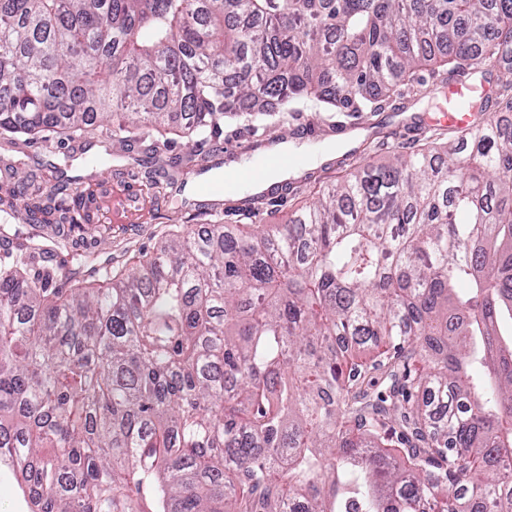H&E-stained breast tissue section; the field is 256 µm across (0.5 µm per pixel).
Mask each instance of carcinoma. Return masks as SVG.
<instances>
[{"label":"carcinoma","mask_w":512,"mask_h":512,"mask_svg":"<svg viewBox=\"0 0 512 512\" xmlns=\"http://www.w3.org/2000/svg\"><path fill=\"white\" fill-rule=\"evenodd\" d=\"M494 69L512 112V0H0V136L30 144ZM50 197L0 224V469L33 512H512V122L71 286L83 196Z\"/></svg>","instance_id":"carcinoma-1"}]
</instances>
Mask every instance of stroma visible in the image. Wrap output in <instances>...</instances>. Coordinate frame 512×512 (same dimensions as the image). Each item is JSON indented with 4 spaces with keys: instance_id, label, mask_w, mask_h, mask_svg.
<instances>
[{
    "instance_id": "1",
    "label": "stroma",
    "mask_w": 512,
    "mask_h": 512,
    "mask_svg": "<svg viewBox=\"0 0 512 512\" xmlns=\"http://www.w3.org/2000/svg\"><path fill=\"white\" fill-rule=\"evenodd\" d=\"M444 104L441 83L432 77L421 92L405 94L376 112H326L307 102L293 115L283 109L271 117L225 124L223 139L203 145L191 166L180 160L187 151L181 138L172 151L150 158L142 155L139 143L125 147L97 134L63 145L0 141V219L21 226L26 218V200L13 193L10 167L21 166L46 190L60 177L71 178L84 197L73 238L90 259L70 263L68 269L81 277L89 267L122 264L151 251L169 230L287 223L299 205L315 201L320 185L350 172L360 160L381 162L392 150H413L429 136ZM281 141L310 148L333 144L337 150L322 162L303 160L288 180L259 196L187 195L188 186L210 171L257 160ZM106 152L112 156L109 168L86 167L85 157Z\"/></svg>"
}]
</instances>
